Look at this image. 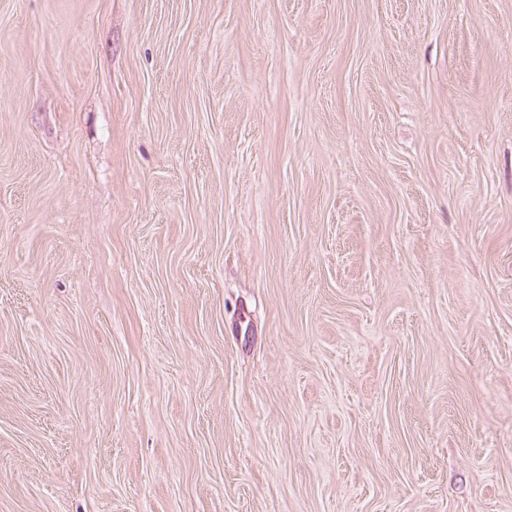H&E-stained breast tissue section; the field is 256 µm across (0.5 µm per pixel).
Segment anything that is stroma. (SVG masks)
<instances>
[{"mask_svg":"<svg viewBox=\"0 0 512 512\" xmlns=\"http://www.w3.org/2000/svg\"><path fill=\"white\" fill-rule=\"evenodd\" d=\"M0 512H512V0H0Z\"/></svg>","mask_w":512,"mask_h":512,"instance_id":"stroma-1","label":"stroma"}]
</instances>
